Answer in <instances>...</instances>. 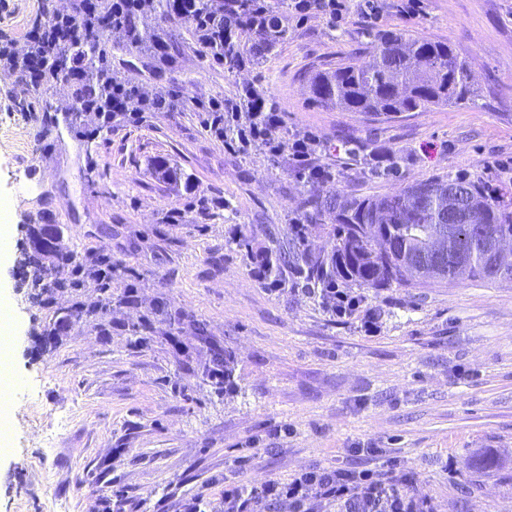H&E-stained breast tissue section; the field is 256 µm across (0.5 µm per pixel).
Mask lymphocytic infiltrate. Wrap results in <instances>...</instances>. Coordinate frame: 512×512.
Instances as JSON below:
<instances>
[{"label":"lymphocytic infiltrate","instance_id":"obj_1","mask_svg":"<svg viewBox=\"0 0 512 512\" xmlns=\"http://www.w3.org/2000/svg\"><path fill=\"white\" fill-rule=\"evenodd\" d=\"M72 0L66 10L35 18L22 37L0 34V67L16 73L23 91L51 82L49 68L61 66V82L72 88L79 105L72 123L87 141L117 126H141L147 115L192 108L210 137L235 152L254 149L287 155L298 178L314 183L334 181L331 167L318 164L319 139L310 132L284 136L283 119L266 91L244 84L230 96L200 100L188 94L135 84L117 75L108 49L111 39L137 46L142 36L135 18L164 13L168 22L191 25L194 50L203 59L242 69L266 57L292 24L320 16L330 26L343 24L347 0ZM323 308L339 318L363 316L365 333L376 330L378 314L363 310V299L349 289H319ZM409 476L378 471L330 470L315 466L286 482L268 481L249 494L229 489L224 512H260L269 502H287L290 512H311L313 500L336 502L344 512H430L428 500L411 495Z\"/></svg>","mask_w":512,"mask_h":512}]
</instances>
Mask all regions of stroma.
I'll return each mask as SVG.
<instances>
[{
  "instance_id": "35a3bbf8",
  "label": "stroma",
  "mask_w": 512,
  "mask_h": 512,
  "mask_svg": "<svg viewBox=\"0 0 512 512\" xmlns=\"http://www.w3.org/2000/svg\"><path fill=\"white\" fill-rule=\"evenodd\" d=\"M69 0H11L0 31L22 35L43 9ZM404 30L450 40L471 66L478 103L372 120L316 103L308 80L364 51L370 33ZM181 53L161 77L140 50L112 45L119 75L205 100L262 84L285 134L313 132L328 184L297 178L287 156L237 154L195 112L157 115L95 142L58 136L43 113L73 104L55 84L21 95L0 74V199L18 201L14 246L0 258V301L14 315L10 344L22 383L0 448V512H224L225 490L249 492L313 465H390L413 479L433 512H512V283L442 280L365 288L377 331L331 316L296 267L277 290L256 281L257 260L307 227L306 249L330 253L314 193L391 195L407 184L463 176L512 199V0H425L401 19L392 0L375 23L351 4L344 25L310 18L290 28L253 70L212 67L179 24ZM389 153L387 164L377 161ZM185 212L168 224V210ZM30 224H56L80 257L112 252L109 319L71 327L39 352L45 327L73 304L47 307L17 272ZM135 284L140 307L121 294ZM205 324L233 360L234 384L203 378L191 329ZM179 334L194 368L166 342ZM142 344H134V336Z\"/></svg>"
}]
</instances>
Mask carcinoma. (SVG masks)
<instances>
[{
  "instance_id": "obj_1",
  "label": "carcinoma",
  "mask_w": 512,
  "mask_h": 512,
  "mask_svg": "<svg viewBox=\"0 0 512 512\" xmlns=\"http://www.w3.org/2000/svg\"><path fill=\"white\" fill-rule=\"evenodd\" d=\"M371 61L359 62L348 56L336 67L311 78L314 100L325 107L367 116H391L402 112H423L432 106L476 103L466 60L444 40L414 37L403 32L371 34ZM455 194L459 207L482 209V224H469L449 214L445 194ZM308 206L328 217L336 236L329 254L310 255L300 251L305 236L288 244L283 260L307 265V273L321 287L332 280L347 286L388 288L436 279H483L512 283V259L496 262L488 247L495 238L512 240V202L484 194L481 187L463 177H434L405 186L394 195H314ZM434 224H451L448 253L443 270L435 275L416 266L425 252ZM29 249L22 252L19 268L33 276L59 275L79 265L80 258L62 243L60 233L42 247L35 243L43 228H27ZM90 305L74 303L62 320L68 325L85 317H103L108 301ZM201 349L207 353L202 375L218 388L232 384L230 357L201 323L191 324Z\"/></svg>"
}]
</instances>
